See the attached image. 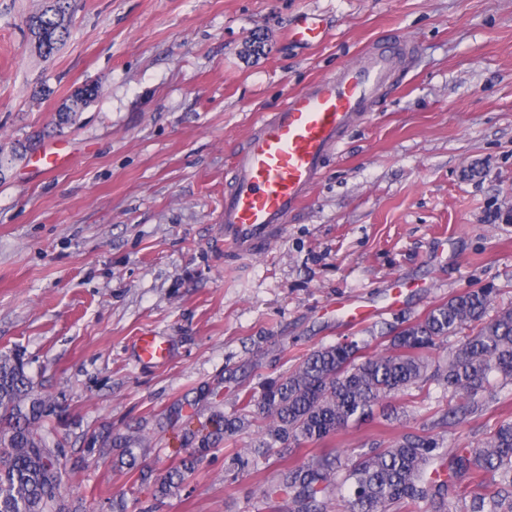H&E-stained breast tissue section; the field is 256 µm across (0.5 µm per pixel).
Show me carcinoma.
Returning a JSON list of instances; mask_svg holds the SVG:
<instances>
[{
  "label": "carcinoma",
  "instance_id": "cac0c4a2",
  "mask_svg": "<svg viewBox=\"0 0 512 512\" xmlns=\"http://www.w3.org/2000/svg\"><path fill=\"white\" fill-rule=\"evenodd\" d=\"M73 0H42L25 25L34 50L50 57L69 38ZM96 96L85 85L56 112L55 126L75 122ZM491 293L469 291L433 306L418 322L399 327L380 350L345 338L309 353L291 372L265 381L260 394L245 391L237 410L217 414V429L200 440L155 482L153 496L167 498L195 473L219 443L230 446L258 418L269 420L259 447L326 440L349 422L374 418V407L430 379L426 352L450 336L459 343L443 359L440 380L463 403V416L497 404L512 391V308L490 314ZM500 377L490 383V374ZM18 354L0 355V512H66L61 504L63 469L53 427L43 425L45 401ZM271 512H512V421H502L475 441L452 448L408 432L386 447L355 455H315L283 464L264 487Z\"/></svg>",
  "mask_w": 512,
  "mask_h": 512
}]
</instances>
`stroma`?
<instances>
[{"instance_id":"obj_1","label":"stroma","mask_w":512,"mask_h":512,"mask_svg":"<svg viewBox=\"0 0 512 512\" xmlns=\"http://www.w3.org/2000/svg\"><path fill=\"white\" fill-rule=\"evenodd\" d=\"M39 4L0 0V147L37 133L70 159L47 170L33 151L0 171V354L23 357L46 401L72 507L260 512L281 461L402 432L451 445L512 419L505 402L449 421L456 399L432 380L388 399L391 427L353 422L257 460L252 425L164 503L132 488L185 454L186 430L233 413L240 389L319 347L374 341L469 290L512 308V0H76L48 59L24 25ZM306 15L320 42L290 38ZM387 29L411 42L406 83L347 132L280 239L229 263L224 177L253 123ZM86 84L95 100L56 129ZM346 300L364 324L345 322ZM144 334L164 361L139 360Z\"/></svg>"}]
</instances>
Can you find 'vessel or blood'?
Wrapping results in <instances>:
<instances>
[{"mask_svg":"<svg viewBox=\"0 0 512 512\" xmlns=\"http://www.w3.org/2000/svg\"><path fill=\"white\" fill-rule=\"evenodd\" d=\"M412 51L396 31L335 75L288 94L261 117L230 163L224 193V252L242 262L268 249L318 181L326 158L345 133L393 87Z\"/></svg>","mask_w":512,"mask_h":512,"instance_id":"vessel-or-blood-1","label":"vessel or blood"}]
</instances>
